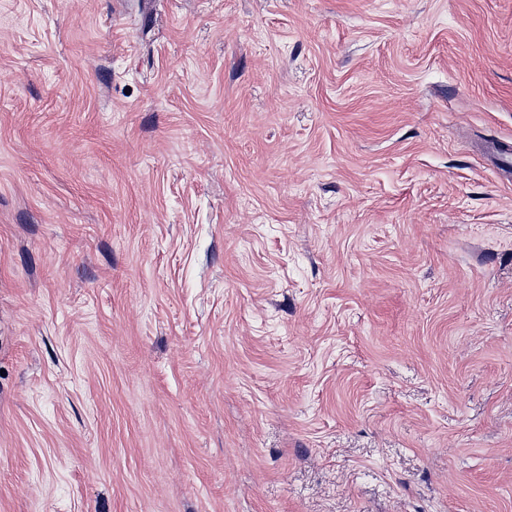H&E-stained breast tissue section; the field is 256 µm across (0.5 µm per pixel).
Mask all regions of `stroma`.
<instances>
[{"label":"stroma","instance_id":"1","mask_svg":"<svg viewBox=\"0 0 512 512\" xmlns=\"http://www.w3.org/2000/svg\"><path fill=\"white\" fill-rule=\"evenodd\" d=\"M512 0H0V512H512Z\"/></svg>","mask_w":512,"mask_h":512}]
</instances>
